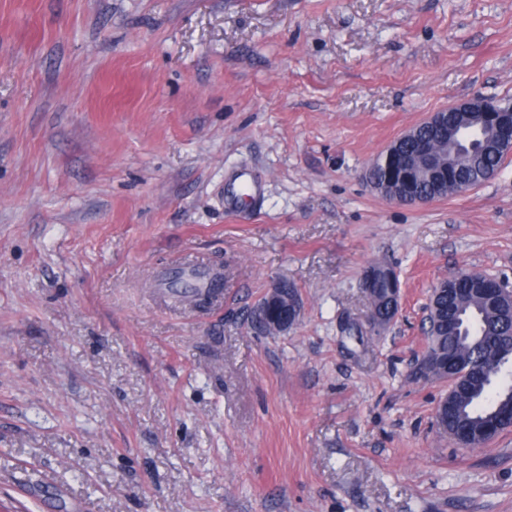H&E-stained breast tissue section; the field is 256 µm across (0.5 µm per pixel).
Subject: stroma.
<instances>
[{
	"mask_svg": "<svg viewBox=\"0 0 512 512\" xmlns=\"http://www.w3.org/2000/svg\"><path fill=\"white\" fill-rule=\"evenodd\" d=\"M477 96L512 99V0H0V512H512V430L459 447L414 374L439 281L512 279V158L423 205L362 181ZM242 190L245 191V198H248L249 200H254L260 194V185L255 180L252 179L249 173L241 172L240 174H238L233 181L231 194L228 198V204L230 206L235 205L237 202L245 199L242 197ZM383 266L372 265L366 271L362 278L361 287L366 297L369 299L370 306H376L380 315L378 328L386 327L391 322V317L387 311V295L389 293L390 310L395 317L400 307V283L398 275L390 268L385 267L383 272L391 282L390 292L387 288L382 275ZM384 310V313L382 312Z\"/></svg>",
	"mask_w": 512,
	"mask_h": 512,
	"instance_id": "1",
	"label": "stroma"
}]
</instances>
